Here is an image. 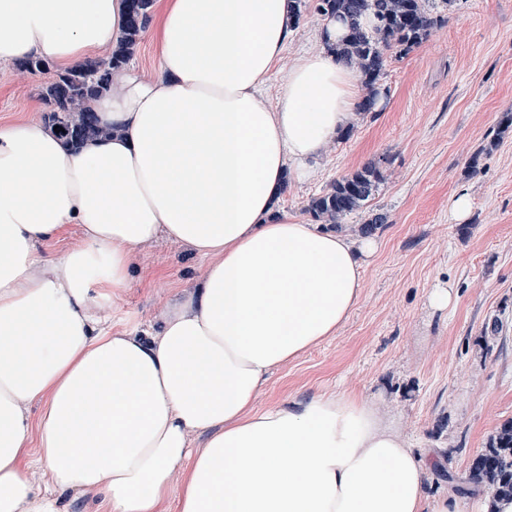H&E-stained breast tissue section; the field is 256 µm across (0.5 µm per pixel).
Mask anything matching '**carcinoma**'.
Returning a JSON list of instances; mask_svg holds the SVG:
<instances>
[{
    "label": "carcinoma",
    "instance_id": "cac0c4a2",
    "mask_svg": "<svg viewBox=\"0 0 512 512\" xmlns=\"http://www.w3.org/2000/svg\"><path fill=\"white\" fill-rule=\"evenodd\" d=\"M428 0H315L314 10L322 19L341 18L348 23V34L337 48V55L359 74L368 94L358 111L374 110L388 60H399L423 43L430 30L444 16L432 15ZM153 0H126L122 35L105 60L90 58L58 73L42 88L48 106V126H58V137L72 148L86 139L103 134L89 103L111 88L112 71L125 66L135 53L141 33L147 28ZM370 16L374 25L362 24ZM382 181L374 164L365 165L337 179L327 191L312 198L306 208L320 224L339 228L351 214L363 209ZM390 223L388 212L371 209L367 218L351 228L356 235H371ZM469 482L489 497L512 496V422L500 429L488 448L473 460Z\"/></svg>",
    "mask_w": 512,
    "mask_h": 512
}]
</instances>
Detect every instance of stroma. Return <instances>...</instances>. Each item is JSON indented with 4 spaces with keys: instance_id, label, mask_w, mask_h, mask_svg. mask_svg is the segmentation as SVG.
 I'll return each mask as SVG.
<instances>
[{
    "instance_id": "stroma-1",
    "label": "stroma",
    "mask_w": 512,
    "mask_h": 512,
    "mask_svg": "<svg viewBox=\"0 0 512 512\" xmlns=\"http://www.w3.org/2000/svg\"><path fill=\"white\" fill-rule=\"evenodd\" d=\"M405 58L389 62L383 105L329 146L319 176L289 182L281 202L311 223V197L363 165L384 175L370 201L389 213L361 295L335 336L274 369L255 406L344 392L376 401L429 467L428 492L453 493L500 427L512 421V0H456ZM46 73L0 65V121L44 108ZM472 199L453 221V196ZM202 261L161 237L137 247L130 283L101 316L108 332L141 333L198 284ZM451 291L448 309L429 304Z\"/></svg>"
}]
</instances>
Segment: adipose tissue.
<instances>
[{
  "label": "adipose tissue",
  "instance_id": "adipose-tissue-1",
  "mask_svg": "<svg viewBox=\"0 0 512 512\" xmlns=\"http://www.w3.org/2000/svg\"><path fill=\"white\" fill-rule=\"evenodd\" d=\"M161 3L157 73L117 70L90 104L109 136L72 149L40 118L0 123V512H63L89 490L101 512H165L178 471L180 512H461L428 496L372 400L255 407L275 368L348 319L379 247L279 207L354 120L346 22L325 21L272 104L290 0ZM124 19L125 0H0V64L73 67L112 49ZM71 224L83 244L45 256ZM162 235L205 259L198 285L150 331L105 332L135 247Z\"/></svg>",
  "mask_w": 512,
  "mask_h": 512
}]
</instances>
